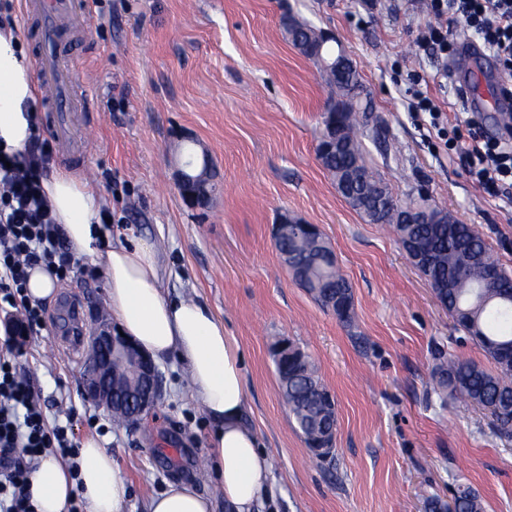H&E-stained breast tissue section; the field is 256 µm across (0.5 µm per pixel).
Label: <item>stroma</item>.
Instances as JSON below:
<instances>
[{
  "mask_svg": "<svg viewBox=\"0 0 512 512\" xmlns=\"http://www.w3.org/2000/svg\"><path fill=\"white\" fill-rule=\"evenodd\" d=\"M331 33L353 61L387 137L370 145L375 173L399 202L426 185L432 204L473 224L512 271V205L489 197L462 160L411 119L396 69L429 70L419 54L423 0H90L68 36L82 72L78 122L93 143L53 146L49 171L96 183L113 237L146 238L160 252L170 296L205 301L243 355L246 420L271 466L262 512H425L475 490L486 512H512V439L488 414L432 392L435 346L489 366L455 330L392 227L372 224L338 192L316 148L333 90L288 42L285 11ZM445 91L462 109L465 86L498 88L487 55L457 49ZM208 153L219 191L187 206L175 174ZM318 225L354 297L352 324L321 307L282 265L273 231L280 216ZM91 331V305L105 306L103 275L78 260L43 305L16 363L47 404L49 423L74 440L98 436L128 484L126 512H146L168 481L214 495L208 473L212 424L174 357L159 362L163 395L137 428L113 421L81 387L84 352L66 349L67 301ZM288 339L315 361L337 405L336 460L313 461L280 395L273 349Z\"/></svg>",
  "mask_w": 512,
  "mask_h": 512,
  "instance_id": "obj_1",
  "label": "stroma"
}]
</instances>
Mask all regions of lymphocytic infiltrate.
<instances>
[{
	"mask_svg": "<svg viewBox=\"0 0 512 512\" xmlns=\"http://www.w3.org/2000/svg\"><path fill=\"white\" fill-rule=\"evenodd\" d=\"M429 22L416 45L435 63L427 80L447 87L448 58L457 40L478 38L481 48L500 65L503 92L512 96V0H427ZM420 75L409 78L407 108L427 122L439 139L463 156L467 174L488 196L512 203V141L492 139L478 130L477 114L451 113L445 100L429 95ZM48 142L0 160V307L13 309L26 328L40 325L43 309L25 294L34 266L66 279L73 266L42 189L49 163ZM74 464V445L66 426L49 425L40 395L23 378L14 360L0 356V512H35L29 477L42 457Z\"/></svg>",
	"mask_w": 512,
	"mask_h": 512,
	"instance_id": "obj_1",
	"label": "lymphocytic infiltrate"
}]
</instances>
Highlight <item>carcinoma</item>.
<instances>
[{
  "label": "carcinoma",
  "mask_w": 512,
  "mask_h": 512,
  "mask_svg": "<svg viewBox=\"0 0 512 512\" xmlns=\"http://www.w3.org/2000/svg\"><path fill=\"white\" fill-rule=\"evenodd\" d=\"M344 97H361L359 74L349 68L348 80L338 86ZM345 154L339 158L322 157L324 168L334 177L343 178L344 165H349L361 177L359 197L353 208L371 224H387L402 236L413 240L421 259L417 269L431 284L439 301L448 308L458 330L476 341L494 363L488 370L469 360H463L443 347L435 349L432 371L433 389L440 400L461 398L489 411L492 433L502 439H512V364L504 360L505 351L512 350V301L497 298L498 289L485 284L482 272L486 267L497 270L504 282L512 283V275L501 266L498 258L473 224L457 221L433 222L435 209L428 199L406 206L418 215L417 224H397L393 212V195L388 186L374 175L368 162L369 150L364 142L367 129L364 114L349 111L341 114L340 127ZM279 249L310 282L318 285L314 298L324 307L336 299L351 301L352 290L335 266L325 260L322 248L299 228L296 236L284 238ZM278 379L288 376V384H280L281 396L289 407L304 441L312 444L322 429L330 426L322 414L320 390H327L312 361L288 365L276 364ZM460 512H485L482 499L472 489L464 487L454 498Z\"/></svg>",
  "instance_id": "carcinoma-1"
}]
</instances>
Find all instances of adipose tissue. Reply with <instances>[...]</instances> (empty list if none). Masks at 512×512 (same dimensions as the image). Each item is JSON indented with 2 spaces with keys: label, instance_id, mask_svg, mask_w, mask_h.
Listing matches in <instances>:
<instances>
[{
  "label": "adipose tissue",
  "instance_id": "1",
  "mask_svg": "<svg viewBox=\"0 0 512 512\" xmlns=\"http://www.w3.org/2000/svg\"><path fill=\"white\" fill-rule=\"evenodd\" d=\"M38 88L25 33L0 26V155L24 151L36 131ZM42 188L69 252L100 267L108 305L120 330L153 359L178 355L187 366L192 395L214 425L213 471L233 512H256L269 478V463L255 431L244 421L247 405L242 355L213 310L197 299L168 298L154 243L109 242L99 222L100 192L92 182L55 173ZM77 474L52 456L31 474L37 512H68L81 500L84 512H125L128 487L112 453L97 438H82ZM212 498L182 481L168 482L150 498L147 512H214Z\"/></svg>",
  "mask_w": 512,
  "mask_h": 512
}]
</instances>
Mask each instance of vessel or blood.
<instances>
[{
  "instance_id": "obj_1",
  "label": "vessel or blood",
  "mask_w": 512,
  "mask_h": 512,
  "mask_svg": "<svg viewBox=\"0 0 512 512\" xmlns=\"http://www.w3.org/2000/svg\"><path fill=\"white\" fill-rule=\"evenodd\" d=\"M27 15L40 22L43 51L38 58L43 96L47 101L53 133L60 144H67L74 136L89 139V127H76L71 117L70 95L79 80L75 68L58 69L57 59L68 31L87 19V0H23Z\"/></svg>"
}]
</instances>
